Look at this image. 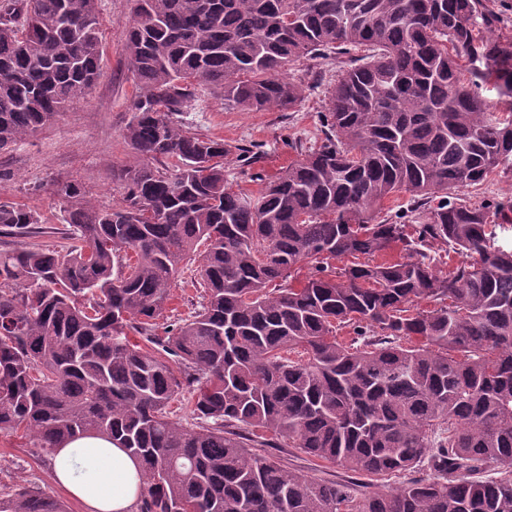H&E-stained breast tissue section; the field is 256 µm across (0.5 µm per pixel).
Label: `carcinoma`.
Returning a JSON list of instances; mask_svg holds the SVG:
<instances>
[{"label":"carcinoma","mask_w":512,"mask_h":512,"mask_svg":"<svg viewBox=\"0 0 512 512\" xmlns=\"http://www.w3.org/2000/svg\"><path fill=\"white\" fill-rule=\"evenodd\" d=\"M131 2L123 205L66 184L69 247L0 250V432L47 459L111 439L141 462L138 512H512V249L497 245L512 202L458 197L512 174V114L481 92L512 99V42L484 35L498 16L483 0ZM332 50L362 55L328 91L320 145L258 195L233 190L231 149L180 121L198 88L290 109L304 88L288 65ZM101 55L96 0H3L0 151L82 99ZM401 192L411 223L375 221ZM41 223L0 202V234ZM427 244L460 260L444 273ZM347 255L367 261L332 264ZM196 261L201 309L160 352L131 341L152 340ZM190 389L196 429L167 411ZM280 439L353 472L431 477L354 495L254 452ZM0 512L67 509L24 485Z\"/></svg>","instance_id":"1"}]
</instances>
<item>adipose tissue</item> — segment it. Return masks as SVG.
I'll list each match as a JSON object with an SVG mask.
<instances>
[{
  "mask_svg": "<svg viewBox=\"0 0 512 512\" xmlns=\"http://www.w3.org/2000/svg\"><path fill=\"white\" fill-rule=\"evenodd\" d=\"M55 482L86 512H138L141 466L111 440L87 435L59 448L50 460Z\"/></svg>",
  "mask_w": 512,
  "mask_h": 512,
  "instance_id": "obj_1",
  "label": "adipose tissue"
}]
</instances>
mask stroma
Listing matches in <instances>:
<instances>
[{
  "label": "stroma",
  "mask_w": 512,
  "mask_h": 512,
  "mask_svg": "<svg viewBox=\"0 0 512 512\" xmlns=\"http://www.w3.org/2000/svg\"><path fill=\"white\" fill-rule=\"evenodd\" d=\"M129 12L128 0H97L102 41L100 79L83 99L67 107L45 129L0 152V201L29 207L45 220L43 233L0 237V249L68 247V226L62 217L69 204L57 193L64 183L78 184L85 200L97 207L121 205L123 188L113 174L132 161V151L122 130L139 95L125 56V22ZM341 61L338 55L326 59L306 57L289 66V78L305 88L303 101L293 108L244 111L225 106L223 100L202 90L193 108L182 114L181 121L192 132L224 139L232 148L224 160L228 183L258 194L262 178L278 176L297 158L299 150L319 145L326 91ZM242 147L253 149L254 163L240 158L238 150ZM196 269V264L187 265L172 288L173 298L158 322L157 338H164L169 322L191 318L199 310V293L190 285ZM268 454L295 472L340 484L354 492H386L402 481L401 476L394 474H355L286 445L269 449ZM24 484L45 489L63 501L68 512H85L78 501L53 484L49 464L33 457L24 439L0 434V489Z\"/></svg>",
  "instance_id": "stroma-1"
}]
</instances>
